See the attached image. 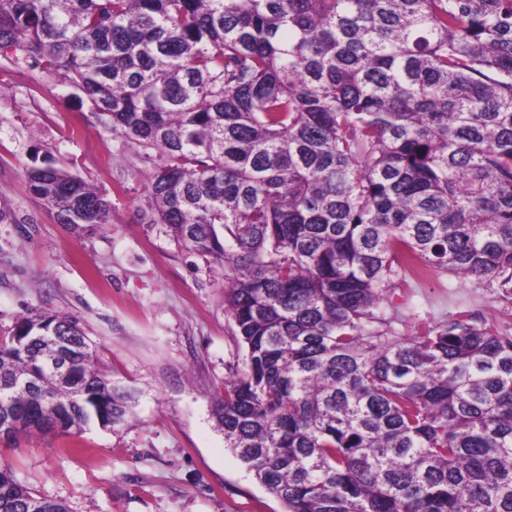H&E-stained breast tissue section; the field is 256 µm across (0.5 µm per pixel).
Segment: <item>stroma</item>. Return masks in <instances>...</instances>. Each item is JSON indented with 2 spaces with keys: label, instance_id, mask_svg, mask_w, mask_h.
Instances as JSON below:
<instances>
[{
  "label": "stroma",
  "instance_id": "obj_1",
  "mask_svg": "<svg viewBox=\"0 0 512 512\" xmlns=\"http://www.w3.org/2000/svg\"><path fill=\"white\" fill-rule=\"evenodd\" d=\"M0 335L29 310L76 319L134 417L82 436L22 434L0 459L70 512H285L224 446L211 410L244 351L224 312V272L143 224L154 163L106 129L83 95L25 64L0 70ZM104 189L111 224L76 233L28 190L33 151ZM466 307L512 333V300L455 274L397 282L385 308L415 336Z\"/></svg>",
  "mask_w": 512,
  "mask_h": 512
}]
</instances>
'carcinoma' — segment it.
Wrapping results in <instances>:
<instances>
[{"label":"carcinoma","mask_w":512,"mask_h":512,"mask_svg":"<svg viewBox=\"0 0 512 512\" xmlns=\"http://www.w3.org/2000/svg\"><path fill=\"white\" fill-rule=\"evenodd\" d=\"M1 58L158 151L142 218L224 270L245 350L213 417L287 512H512V334L459 310L394 340L384 308L412 265L512 300V0H0ZM27 178L112 223L53 158ZM4 373L14 438L133 416L69 316H22ZM31 503L69 512L0 463V512Z\"/></svg>","instance_id":"carcinoma-1"}]
</instances>
